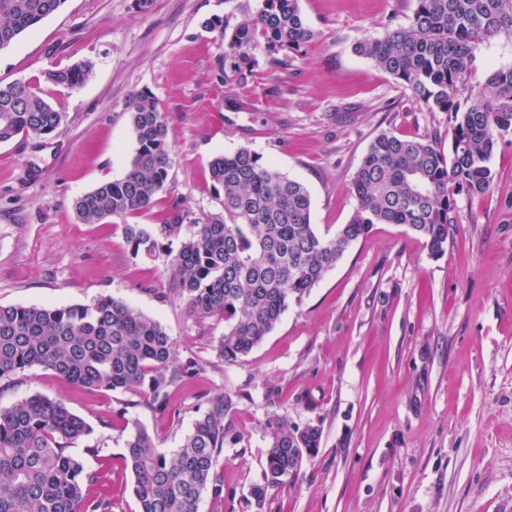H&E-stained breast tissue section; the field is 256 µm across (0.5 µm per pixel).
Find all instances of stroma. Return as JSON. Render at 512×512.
Masks as SVG:
<instances>
[{"instance_id": "1", "label": "stroma", "mask_w": 512, "mask_h": 512, "mask_svg": "<svg viewBox=\"0 0 512 512\" xmlns=\"http://www.w3.org/2000/svg\"><path fill=\"white\" fill-rule=\"evenodd\" d=\"M259 2L153 0L143 13L135 0H65L0 50L6 83L94 64L79 90L45 86L66 115L51 138L0 143V304L119 299L158 321L179 359L199 363L162 412L41 368L1 378L0 408L40 393L85 419L93 431L71 452L105 473L112 512L138 509L123 458L131 421L170 455L225 393L236 403L215 466L224 497L203 495L199 512H254L249 489L281 420L318 425L322 438L295 486L269 491L264 512H512V137L494 149L493 189L458 196L444 255L405 226L375 225L235 361L217 349L223 318L160 299L163 260L132 257L117 227L74 214L78 195L126 172L135 148L126 104L142 90L167 116L172 164L140 224L177 209L191 221L221 211L209 163L247 147L307 187L311 222L331 235L352 214V178L378 134L448 144L446 113L419 111L409 90L353 50L406 25L412 0H300L315 38L276 63L257 49L258 66L240 80L203 23L237 24ZM510 66L512 38H495L475 51L473 79Z\"/></svg>"}]
</instances>
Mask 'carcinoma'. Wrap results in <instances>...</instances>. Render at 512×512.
<instances>
[{"mask_svg":"<svg viewBox=\"0 0 512 512\" xmlns=\"http://www.w3.org/2000/svg\"><path fill=\"white\" fill-rule=\"evenodd\" d=\"M65 0H0V49L60 9ZM205 27L224 40V69L242 80L258 65L255 51L298 52L315 36L299 0H261L250 17L229 26L210 19ZM512 37V0H414L405 26L365 38L354 51L391 75L427 112H446L448 151L433 139H405L382 132L370 143L352 179L356 206L348 223L330 237L311 224L312 200L298 180L246 147L210 161V178L222 211L193 221L177 249L159 238L179 236L183 214L164 224L130 223L151 209L171 167L168 122L156 98L132 95L127 110L136 151L123 177L99 183L74 200L84 224L119 225L130 254L165 257L169 287L164 300H180L199 318H224L218 350L235 361L258 345L288 309L336 266L353 242L376 224H398L422 237L433 255L448 245L457 223L456 197L490 192V160L496 144L512 136V67L472 83L474 49ZM94 64L82 60L45 73V82L81 88ZM39 86L0 83V143L19 135L46 138L63 123ZM42 367L89 392L137 395L158 412L169 389L198 371L157 321L114 298L89 305H0V378ZM227 394L209 400L180 448L169 457L138 423L125 440L138 512H199L202 494L224 497L215 472L224 453ZM92 427L61 401L31 395L0 409V512H112V500L89 489L103 474L89 471L69 448ZM319 426L279 421L271 425L263 482L249 490L262 512L268 491L292 485L303 461L320 446Z\"/></svg>","mask_w":512,"mask_h":512,"instance_id":"cac0c4a2","label":"carcinoma"}]
</instances>
